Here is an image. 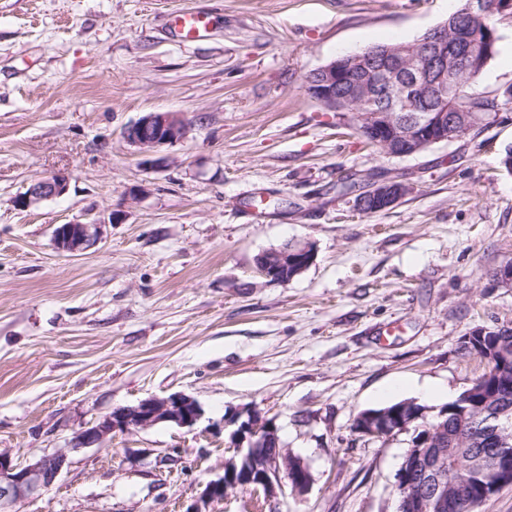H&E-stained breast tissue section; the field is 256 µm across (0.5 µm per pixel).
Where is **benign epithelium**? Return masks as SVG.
Segmentation results:
<instances>
[{
	"label": "benign epithelium",
	"mask_w": 512,
	"mask_h": 512,
	"mask_svg": "<svg viewBox=\"0 0 512 512\" xmlns=\"http://www.w3.org/2000/svg\"><path fill=\"white\" fill-rule=\"evenodd\" d=\"M423 56L425 61L408 68L403 50L395 49L387 54L379 73L380 85L390 108H395L406 92L416 98H425L444 91L448 66L455 64L452 49L446 42L429 39L425 41ZM315 74L318 75L313 89L316 98L323 107L336 110V86L342 84V72L336 61L319 67ZM362 121L371 129L383 132L387 140L401 144V149L395 153L397 157L414 155L448 140L443 132L446 119L442 115L420 133L417 128L422 126L423 117L419 115L400 119L392 111L367 112L362 115ZM189 129V123L179 113L148 112L125 130L124 137L138 151L152 154L182 142ZM68 185L67 174L55 173L32 183L15 199V204L20 208L36 206L62 196ZM408 189L407 183L396 180L373 183L369 187L385 209L401 200ZM113 221L114 216L110 215L92 224L72 222L57 226L53 232L57 251L65 256L78 255L97 239L98 228ZM314 258L313 243L296 242L289 247L285 245L261 252L256 257V266L267 281L286 282L288 278L278 272L290 268L292 275H299ZM461 347L473 354L479 351L485 355L493 354L502 376L491 385L481 378L475 379L457 398V403L448 407L457 419L458 439L469 434L475 412L474 395L489 386L509 388L507 374L512 366V327L478 328L462 339ZM429 413L430 408L409 400L392 410L362 412L354 419L353 431L374 440L411 435L396 474V489L401 491L397 512H475L476 507L498 489L512 486V429L508 425L484 432L497 451L492 475H487L483 465L473 460L450 483L444 473L448 441L422 425ZM201 414L200 404L183 393L151 397L105 415L96 425L79 432L75 436V445H100L116 431L147 429L161 423L192 427ZM225 424L236 426L230 432L235 454L225 459L223 476L205 486L199 498L200 506L194 512H204L203 505L224 499L230 489L240 485L253 486V491L263 492L267 500L276 497L285 487L295 497L307 493L311 482L309 468L303 460L288 456L271 420L257 411L240 410L225 420ZM67 465V455L63 452L22 463L11 453L0 450V506L11 507L39 496L54 484Z\"/></svg>",
	"instance_id": "1"
}]
</instances>
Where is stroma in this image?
<instances>
[{"mask_svg": "<svg viewBox=\"0 0 512 512\" xmlns=\"http://www.w3.org/2000/svg\"><path fill=\"white\" fill-rule=\"evenodd\" d=\"M208 14L198 40L179 11ZM448 0H0V449L68 466L11 512H193L224 473V418L274 420L311 473L308 493L229 492L207 512H396L408 435L359 436V412L434 390L441 408L483 371L460 342L512 325V104L495 122L419 154L368 144L307 89L315 69L378 43L412 41ZM478 90L512 84V17ZM148 112L190 124L143 155L125 129ZM67 192L15 204L35 179ZM393 176L409 193L359 211L336 185ZM114 214L60 255L53 231ZM310 241L286 283L257 254ZM183 393L202 416L74 438L119 407ZM210 20L205 14L198 12H183L174 16L171 29L184 41L200 37L209 25Z\"/></svg>", "mask_w": 512, "mask_h": 512, "instance_id": "1", "label": "stroma"}]
</instances>
